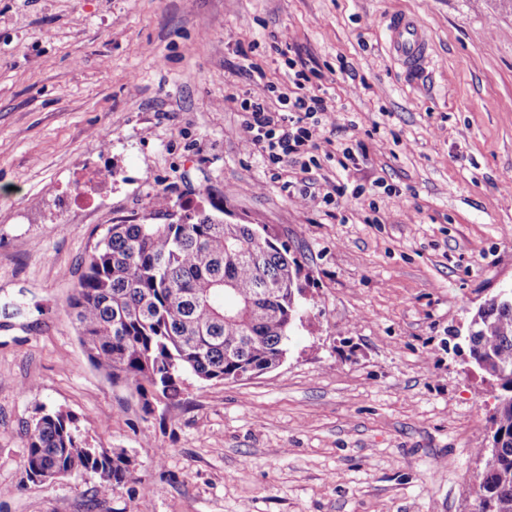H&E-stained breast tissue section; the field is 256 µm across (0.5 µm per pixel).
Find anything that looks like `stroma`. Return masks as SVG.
I'll list each match as a JSON object with an SVG mask.
<instances>
[{
	"mask_svg": "<svg viewBox=\"0 0 512 512\" xmlns=\"http://www.w3.org/2000/svg\"><path fill=\"white\" fill-rule=\"evenodd\" d=\"M399 14L431 39L417 74ZM298 71L335 123L275 163L240 100L280 109ZM510 102L512 0H0V512H472L496 390L456 333L512 284ZM206 191L300 259L306 314L278 367L147 417L69 298L109 225ZM40 406L134 480L27 481ZM388 52L393 61L408 73L419 72L429 63V41L421 21L408 15L390 19L386 26Z\"/></svg>",
	"mask_w": 512,
	"mask_h": 512,
	"instance_id": "obj_1",
	"label": "stroma"
}]
</instances>
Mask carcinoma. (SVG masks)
<instances>
[{
  "mask_svg": "<svg viewBox=\"0 0 512 512\" xmlns=\"http://www.w3.org/2000/svg\"><path fill=\"white\" fill-rule=\"evenodd\" d=\"M222 212L157 197L147 214L106 229L74 286L69 316L90 362L137 395L146 417L180 397L186 376L224 382L275 367L303 321L297 257ZM466 341L497 387L475 512H512V292L477 309ZM25 448L31 482L92 474L106 495L134 480L125 451L91 446L68 412L37 409Z\"/></svg>",
  "mask_w": 512,
  "mask_h": 512,
  "instance_id": "carcinoma-1",
  "label": "carcinoma"
}]
</instances>
